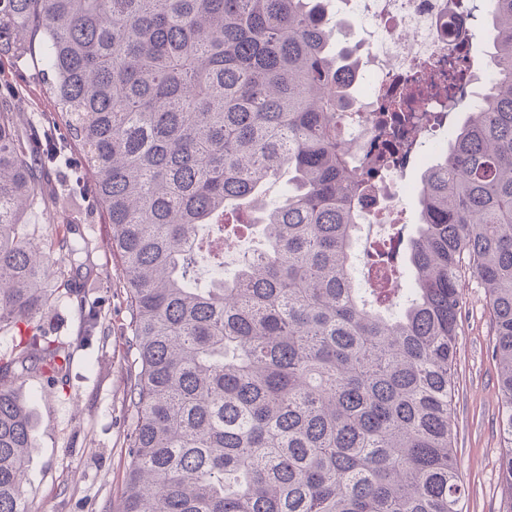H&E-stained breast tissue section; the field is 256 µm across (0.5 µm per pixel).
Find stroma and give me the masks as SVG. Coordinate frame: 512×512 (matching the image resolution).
I'll use <instances>...</instances> for the list:
<instances>
[{
	"instance_id": "stroma-1",
	"label": "stroma",
	"mask_w": 512,
	"mask_h": 512,
	"mask_svg": "<svg viewBox=\"0 0 512 512\" xmlns=\"http://www.w3.org/2000/svg\"><path fill=\"white\" fill-rule=\"evenodd\" d=\"M0 100L13 103L23 135L54 129L45 198L24 214V231L43 248L66 235L85 239L88 256L70 278L86 304L101 311L100 325L86 342L80 339L83 317L76 303L59 304L42 319L45 328L72 343L68 386L51 385L38 373L20 375L13 383L28 405L35 437L25 498L31 512H117L132 415L127 381L137 366L111 227L93 196L82 151L59 118L38 53L0 58ZM460 288L452 434L464 510L507 512L512 499L500 480L501 399L487 297L473 277L462 278Z\"/></svg>"
}]
</instances>
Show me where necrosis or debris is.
<instances>
[{"instance_id":"necrosis-or-debris-1","label":"necrosis or debris","mask_w":512,"mask_h":512,"mask_svg":"<svg viewBox=\"0 0 512 512\" xmlns=\"http://www.w3.org/2000/svg\"><path fill=\"white\" fill-rule=\"evenodd\" d=\"M336 12L358 19L366 54L354 78L356 100L336 117L350 163L370 172L374 185L361 205L360 226L367 233L381 226L393 232L402 174L434 157L442 147L436 132L456 96L490 80L494 69L467 34L471 17L464 0H336ZM399 101L409 116L400 145L380 132L381 119ZM384 151L393 163L374 168V157Z\"/></svg>"}]
</instances>
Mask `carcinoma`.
Wrapping results in <instances>:
<instances>
[{"instance_id":"carcinoma-1","label":"carcinoma","mask_w":512,"mask_h":512,"mask_svg":"<svg viewBox=\"0 0 512 512\" xmlns=\"http://www.w3.org/2000/svg\"><path fill=\"white\" fill-rule=\"evenodd\" d=\"M487 11L499 71L422 170L420 222L369 246L414 274L406 302L357 288L351 248L371 191L336 113L354 51L322 0H0V56L39 44L60 118L112 226L138 371L118 512H463L451 417L467 273L485 288L512 498V0ZM33 141L0 109V512H30L33 428L13 380L69 378L70 344L35 317L67 270L20 232L43 200ZM291 173L281 199L266 184ZM249 206L262 249L191 277L210 219ZM55 287H45L48 277Z\"/></svg>"}]
</instances>
